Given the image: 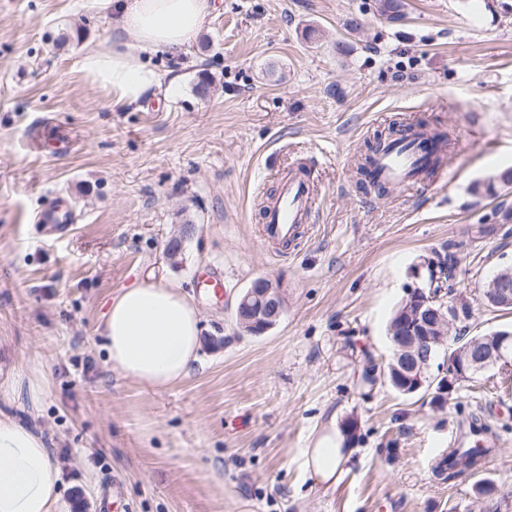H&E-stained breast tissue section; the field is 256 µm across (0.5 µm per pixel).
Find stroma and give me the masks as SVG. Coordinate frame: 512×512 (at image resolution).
<instances>
[{
    "mask_svg": "<svg viewBox=\"0 0 512 512\" xmlns=\"http://www.w3.org/2000/svg\"><path fill=\"white\" fill-rule=\"evenodd\" d=\"M381 2L217 0L196 43L151 57L178 93L129 110L76 64L112 39L99 0H0V381L34 367L47 381L36 403L18 383L0 412L46 439L60 512H99L115 484L121 512H512L504 372L460 383L441 410L359 381L365 358L391 357L389 319L424 259L454 252L468 334L512 325L478 303L512 265V187L472 191L512 168V0H401L394 18ZM420 117L450 138L451 181L362 193L365 142ZM298 166L315 229L281 259L258 226ZM58 199L75 216L60 237L35 221ZM185 223L195 232L169 259ZM152 271L193 296L202 325L197 366L164 391L111 370L96 330ZM210 271L221 297L197 285ZM259 277L280 283L286 311L249 336L233 309ZM472 413L497 452L481 475L436 477ZM332 418L356 439L320 484L305 460ZM482 478L495 490L480 497Z\"/></svg>",
    "mask_w": 512,
    "mask_h": 512,
    "instance_id": "1",
    "label": "stroma"
}]
</instances>
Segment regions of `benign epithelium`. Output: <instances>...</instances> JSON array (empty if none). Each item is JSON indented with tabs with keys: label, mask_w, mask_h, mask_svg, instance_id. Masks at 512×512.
I'll list each match as a JSON object with an SVG mask.
<instances>
[{
	"label": "benign epithelium",
	"mask_w": 512,
	"mask_h": 512,
	"mask_svg": "<svg viewBox=\"0 0 512 512\" xmlns=\"http://www.w3.org/2000/svg\"><path fill=\"white\" fill-rule=\"evenodd\" d=\"M412 278L405 297L410 327L406 333L391 339L404 376L420 385L426 378H435L445 386H453L494 367L502 370L512 367V330L497 332L480 349L470 343L449 352L447 335L467 301L458 297L448 304L441 295L433 293V283L425 281L420 271L413 272ZM486 298L497 306H512V280L495 277L487 285ZM284 313L281 287L266 277L254 280L235 305L239 327L252 336L266 333Z\"/></svg>",
	"instance_id": "7a95c632"
}]
</instances>
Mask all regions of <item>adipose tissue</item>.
Here are the masks:
<instances>
[{"mask_svg": "<svg viewBox=\"0 0 512 512\" xmlns=\"http://www.w3.org/2000/svg\"><path fill=\"white\" fill-rule=\"evenodd\" d=\"M112 13L111 46L86 50L79 69L112 92L114 104L139 108L170 97L178 77L147 57L192 45L215 0H102ZM100 334L111 368L141 387L165 390L193 371L201 325L193 297L180 285L148 277L122 288L105 311ZM59 469L41 433L0 413V512H59Z\"/></svg>", "mask_w": 512, "mask_h": 512, "instance_id": "obj_1", "label": "adipose tissue"}]
</instances>
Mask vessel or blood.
<instances>
[{
  "label": "vessel or blood",
  "mask_w": 512,
  "mask_h": 512,
  "mask_svg": "<svg viewBox=\"0 0 512 512\" xmlns=\"http://www.w3.org/2000/svg\"><path fill=\"white\" fill-rule=\"evenodd\" d=\"M428 152L421 139L393 138L378 152L372 166L374 179L386 186L402 189L425 180L447 179V164L429 166ZM314 182L309 173L295 169L283 178L278 192L264 204V222L259 226L262 242L288 257L298 239L308 229L315 204ZM70 212L64 202H56L41 212L39 220L60 233L70 227Z\"/></svg>",
  "instance_id": "1"
}]
</instances>
